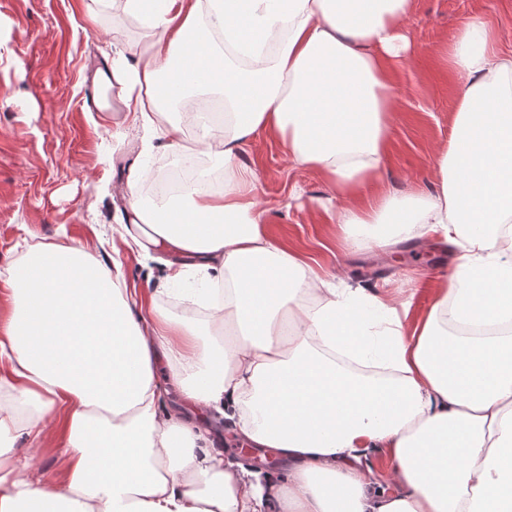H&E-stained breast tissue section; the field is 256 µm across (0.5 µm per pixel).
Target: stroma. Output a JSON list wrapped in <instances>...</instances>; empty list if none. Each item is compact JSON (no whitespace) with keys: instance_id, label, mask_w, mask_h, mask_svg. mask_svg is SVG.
Instances as JSON below:
<instances>
[{"instance_id":"stroma-1","label":"stroma","mask_w":512,"mask_h":512,"mask_svg":"<svg viewBox=\"0 0 512 512\" xmlns=\"http://www.w3.org/2000/svg\"><path fill=\"white\" fill-rule=\"evenodd\" d=\"M123 0H0V272L28 245L67 235L112 243V154L133 149L90 108L86 67L113 49L140 54L150 37ZM512 49V0H415V47L393 74L401 105L392 115L390 153L378 189L406 193L434 185L438 149L451 133L459 81L434 53L472 17ZM242 160L254 164L256 202L271 234L297 249L319 278L377 289L423 313L448 273L451 254L426 238L386 252L347 253L345 227L322 211L324 176L297 165L280 141L262 136Z\"/></svg>"}]
</instances>
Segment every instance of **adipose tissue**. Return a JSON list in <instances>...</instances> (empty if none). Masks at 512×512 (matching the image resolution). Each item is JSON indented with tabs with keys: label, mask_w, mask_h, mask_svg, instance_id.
Returning a JSON list of instances; mask_svg holds the SVG:
<instances>
[{
	"label": "adipose tissue",
	"mask_w": 512,
	"mask_h": 512,
	"mask_svg": "<svg viewBox=\"0 0 512 512\" xmlns=\"http://www.w3.org/2000/svg\"><path fill=\"white\" fill-rule=\"evenodd\" d=\"M414 0H125L144 52L102 60L115 125L140 141L115 175L114 219L164 277L129 298L119 259L60 241L27 248L0 283V512H512V53L476 17L439 49L460 80L432 190L367 196L400 101L392 73L413 51ZM207 90L195 149L151 113ZM263 134L320 170L353 224L348 250L422 229L462 249L427 310L410 319L358 285L311 300L300 254L270 236L254 168ZM199 287H184L187 272ZM180 289L233 335L160 310ZM185 404H166L170 390ZM229 421L278 469L217 450ZM59 428L54 471L34 465ZM387 457L379 478L369 460Z\"/></svg>",
	"instance_id": "obj_1"
}]
</instances>
